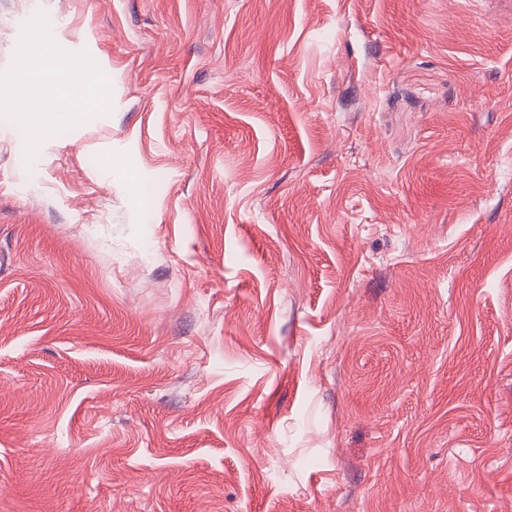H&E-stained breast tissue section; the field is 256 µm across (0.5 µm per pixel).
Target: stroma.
Segmentation results:
<instances>
[{
	"mask_svg": "<svg viewBox=\"0 0 512 512\" xmlns=\"http://www.w3.org/2000/svg\"><path fill=\"white\" fill-rule=\"evenodd\" d=\"M0 512H512V0H0ZM26 68L31 73L29 82L20 85L14 94L21 100H38L39 107L43 112L37 120L31 124L32 138L36 145H41L51 139L55 129L64 118L65 112H57L58 104L54 99H43L39 97V89L42 84L52 80L54 68L50 58L45 60H25Z\"/></svg>",
	"mask_w": 512,
	"mask_h": 512,
	"instance_id": "1",
	"label": "stroma"
}]
</instances>
